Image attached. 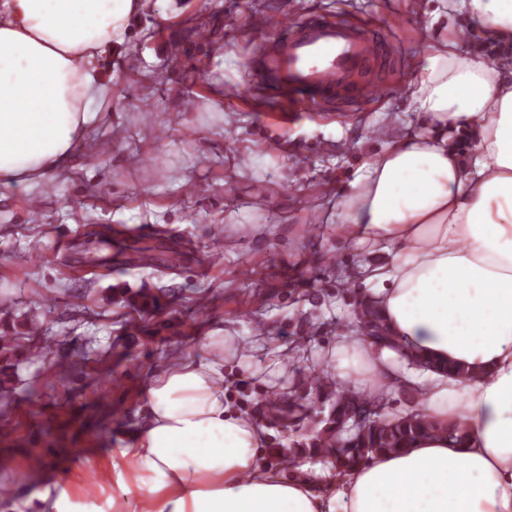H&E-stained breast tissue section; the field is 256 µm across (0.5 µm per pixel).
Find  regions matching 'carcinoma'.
I'll use <instances>...</instances> for the list:
<instances>
[{
    "label": "carcinoma",
    "mask_w": 512,
    "mask_h": 512,
    "mask_svg": "<svg viewBox=\"0 0 512 512\" xmlns=\"http://www.w3.org/2000/svg\"><path fill=\"white\" fill-rule=\"evenodd\" d=\"M355 320L360 339L366 341L376 333L388 335L389 342L384 348L396 353L398 359L407 361L411 366L468 376L467 368L461 364L448 365L422 351L412 349L407 342L392 333L372 303L360 302L358 311L355 312ZM306 386L315 392L316 399L298 397L285 401L274 393L265 402L267 420L291 431L304 428L305 422L311 419V412L317 402H331L328 415L314 422V426L307 433L304 447L288 449L290 462L298 455L321 457L331 462L336 470L344 471L369 461L374 455L408 451L420 439L441 431L435 422L424 415L390 416L383 402L366 398L348 389L336 391L332 388L329 371L325 367L311 370ZM371 408L374 412L361 429L347 435L341 433L340 427L352 423L357 410Z\"/></svg>",
    "instance_id": "obj_1"
}]
</instances>
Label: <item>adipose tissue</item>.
Listing matches in <instances>:
<instances>
[{"instance_id": "1", "label": "adipose tissue", "mask_w": 512, "mask_h": 512, "mask_svg": "<svg viewBox=\"0 0 512 512\" xmlns=\"http://www.w3.org/2000/svg\"><path fill=\"white\" fill-rule=\"evenodd\" d=\"M148 0H0V178L35 186L62 165L112 96V50ZM470 30L432 46L411 83L421 127L385 141L355 172L336 215L346 243L388 251L371 269L374 303L396 336L467 378H420L341 335L337 390L390 396L416 386L407 411L467 426L458 446L436 434L338 475L303 462L290 475L258 459L266 429L231 405L224 358L169 362L148 390L130 443L112 455L145 512H512V0H463ZM504 46L459 59L471 34ZM471 134L469 157L449 129ZM375 381L363 386L353 366Z\"/></svg>"}]
</instances>
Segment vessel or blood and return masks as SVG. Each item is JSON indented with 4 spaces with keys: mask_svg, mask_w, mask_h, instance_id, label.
Masks as SVG:
<instances>
[{
    "mask_svg": "<svg viewBox=\"0 0 512 512\" xmlns=\"http://www.w3.org/2000/svg\"><path fill=\"white\" fill-rule=\"evenodd\" d=\"M383 56H401L399 44L388 34L372 35L349 22L320 15L304 17L274 40L258 44L251 61V84L291 103L308 98L317 107L351 110L360 101L378 97L382 88L371 87L355 100L347 94L346 78Z\"/></svg>",
    "mask_w": 512,
    "mask_h": 512,
    "instance_id": "obj_1",
    "label": "vessel or blood"
}]
</instances>
